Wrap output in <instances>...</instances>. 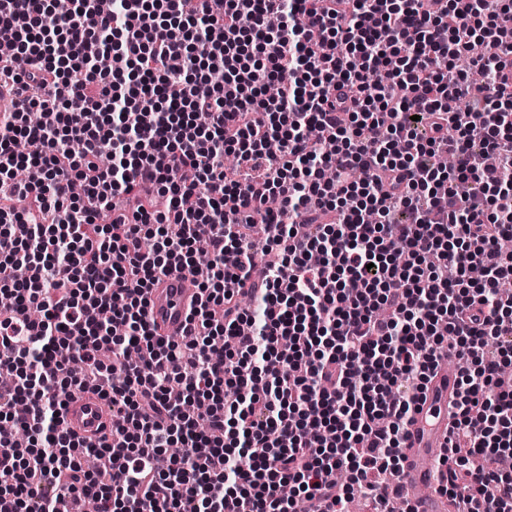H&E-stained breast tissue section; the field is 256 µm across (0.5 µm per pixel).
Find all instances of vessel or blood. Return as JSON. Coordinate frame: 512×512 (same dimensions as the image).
Wrapping results in <instances>:
<instances>
[{
  "instance_id": "b4317fda",
  "label": "vessel or blood",
  "mask_w": 512,
  "mask_h": 512,
  "mask_svg": "<svg viewBox=\"0 0 512 512\" xmlns=\"http://www.w3.org/2000/svg\"><path fill=\"white\" fill-rule=\"evenodd\" d=\"M199 295L195 279L186 272L172 270L162 275L151 291L147 307L150 326L165 336L182 335L190 310ZM454 373L439 369L429 384L426 399L414 422L408 428L402 468L394 481L395 487L408 484L429 486V459L446 451L448 404L452 399ZM66 426L84 438L99 439L109 434L112 419L106 412V402L95 395L70 399L64 411ZM442 496L435 491L414 497L416 512H439Z\"/></svg>"
}]
</instances>
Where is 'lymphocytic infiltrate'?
Returning <instances> with one entry per match:
<instances>
[{
	"mask_svg": "<svg viewBox=\"0 0 512 512\" xmlns=\"http://www.w3.org/2000/svg\"><path fill=\"white\" fill-rule=\"evenodd\" d=\"M0 29L40 89L0 113V512H389L459 349L436 480L512 512L474 462L512 456V0H0ZM202 252L158 336L151 288ZM78 392L111 437L66 427ZM198 295L196 280L186 272L173 269L162 275L149 298L150 326L163 336H181Z\"/></svg>",
	"mask_w": 512,
	"mask_h": 512,
	"instance_id": "obj_1",
	"label": "lymphocytic infiltrate"
}]
</instances>
